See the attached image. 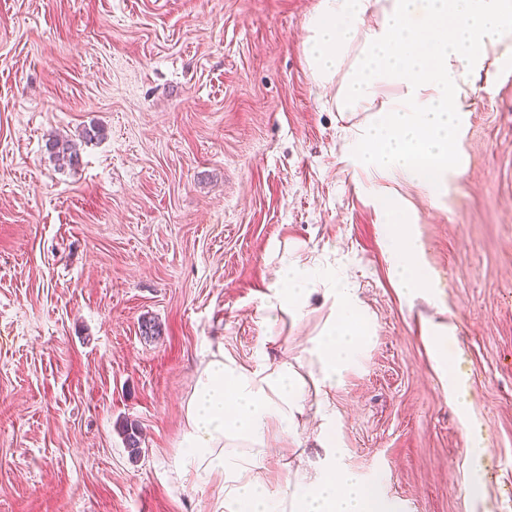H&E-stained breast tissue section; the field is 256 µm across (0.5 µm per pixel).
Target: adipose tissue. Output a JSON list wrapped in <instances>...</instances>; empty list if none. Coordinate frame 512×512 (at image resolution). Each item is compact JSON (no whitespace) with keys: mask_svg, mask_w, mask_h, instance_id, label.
<instances>
[{"mask_svg":"<svg viewBox=\"0 0 512 512\" xmlns=\"http://www.w3.org/2000/svg\"><path fill=\"white\" fill-rule=\"evenodd\" d=\"M499 48L512 52V0H320L303 42L313 83L335 88L339 111L366 115L357 127L356 166L432 191L461 169L462 101ZM389 250L401 292L429 287L410 225H393ZM273 286L275 320L302 316L323 288L296 261L281 264ZM325 290L336 319L311 340L316 373L304 375L297 361L248 365L220 345L197 370L185 406L182 464L201 479L223 474L226 512H384L329 440L319 475L287 482L280 495H271L255 472L270 435L287 437L309 393L333 388L361 351L365 326L356 294L336 283ZM429 343L433 370L460 418L468 419L470 406L445 354L446 327H436Z\"/></svg>","mask_w":512,"mask_h":512,"instance_id":"adipose-tissue-1","label":"adipose tissue"}]
</instances>
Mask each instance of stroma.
Instances as JSON below:
<instances>
[{
	"mask_svg": "<svg viewBox=\"0 0 512 512\" xmlns=\"http://www.w3.org/2000/svg\"><path fill=\"white\" fill-rule=\"evenodd\" d=\"M318 3L0 0V512H224L220 475L182 472L185 403L216 344L306 358L331 304L269 325L284 258L353 287L369 336L271 439V493L317 473L323 412L389 506L512 512V59L476 78L465 170L433 196L352 165L365 115L337 110L302 50ZM92 125L57 168L47 140ZM394 200L433 281L410 295L387 253ZM433 322L454 331L468 422L431 368Z\"/></svg>",
	"mask_w": 512,
	"mask_h": 512,
	"instance_id": "stroma-1",
	"label": "stroma"
}]
</instances>
